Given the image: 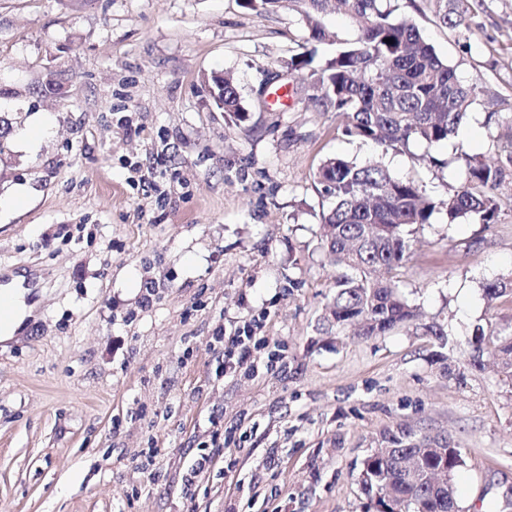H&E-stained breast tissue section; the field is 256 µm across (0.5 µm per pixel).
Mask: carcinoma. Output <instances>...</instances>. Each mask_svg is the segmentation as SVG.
<instances>
[{"label":"carcinoma","mask_w":512,"mask_h":512,"mask_svg":"<svg viewBox=\"0 0 512 512\" xmlns=\"http://www.w3.org/2000/svg\"><path fill=\"white\" fill-rule=\"evenodd\" d=\"M286 1L299 5L308 32V47L291 58L290 68L308 71L307 85L317 90L314 110L343 118V136L370 141L385 152L407 151L413 144L430 150L456 136L479 91L458 80L455 68L437 55L414 23L394 15L391 0H241V6L267 14ZM432 2L442 25L462 35L470 31L462 0ZM333 9L353 18L359 35L339 42L334 55L317 62L316 45L328 37L322 16ZM215 103L231 122L248 120L232 78L224 77V99ZM460 158L459 182L439 202L417 180L397 178L380 162L359 164L338 156L321 161L317 191L329 199L321 216L322 244L336 263L334 293L325 308L328 324H357L360 335L376 336L415 319L416 309L399 286L377 272L403 265L413 226L431 223L436 211H444L450 226L497 223L500 202L494 189L512 167V153L502 161L462 150ZM508 292L512 278L483 286L489 304ZM471 347L473 362L490 354L512 377V322L487 333L477 328ZM390 444L366 458L361 470L362 489L376 496L377 508L460 512L454 474L464 464L461 449L418 448L396 435Z\"/></svg>","instance_id":"carcinoma-1"}]
</instances>
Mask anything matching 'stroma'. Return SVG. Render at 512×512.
Wrapping results in <instances>:
<instances>
[{"label": "stroma", "mask_w": 512, "mask_h": 512, "mask_svg": "<svg viewBox=\"0 0 512 512\" xmlns=\"http://www.w3.org/2000/svg\"><path fill=\"white\" fill-rule=\"evenodd\" d=\"M396 4L484 90L435 149L440 170L421 146L384 154L314 111L288 68L307 38L291 8L0 0V272L23 275L37 306L0 343V512H377L359 474L392 433L462 449L463 512H512V379L470 360L476 328L512 322V297L490 307L482 290L512 275V176L497 223L417 227L391 273L415 321L372 337L321 324L336 277L321 159L383 160L439 200L458 149L512 148V0H468L465 39L429 0ZM214 74L237 85L241 125ZM37 115L51 128L30 147ZM219 328L253 336L247 365L225 367ZM202 454L210 471L186 485ZM224 100L214 99L217 107L224 109L226 117L236 125H240L248 120V112L241 103L240 93L232 78L224 76Z\"/></svg>", "instance_id": "obj_1"}]
</instances>
